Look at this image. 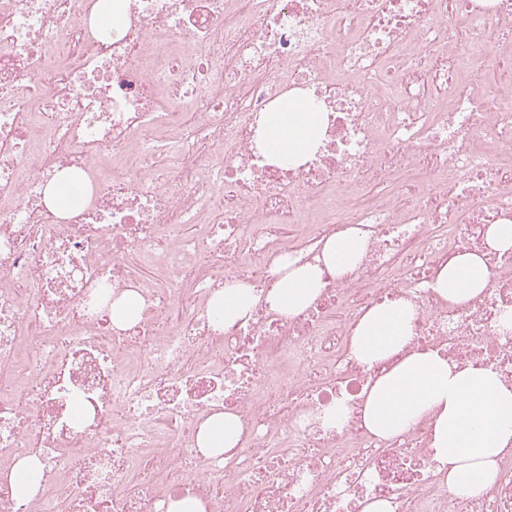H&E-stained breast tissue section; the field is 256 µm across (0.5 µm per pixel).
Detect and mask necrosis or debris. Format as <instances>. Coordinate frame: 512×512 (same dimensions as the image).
<instances>
[{
	"instance_id": "1",
	"label": "necrosis or debris",
	"mask_w": 512,
	"mask_h": 512,
	"mask_svg": "<svg viewBox=\"0 0 512 512\" xmlns=\"http://www.w3.org/2000/svg\"><path fill=\"white\" fill-rule=\"evenodd\" d=\"M0 0V512H512V449L473 493L448 489L434 418L380 438L351 339L372 307L408 302L402 356L432 351L512 389V0ZM288 93L322 114L296 165L257 147L258 119ZM86 179L65 214L45 187ZM194 225L196 234L182 231ZM367 232L343 275L305 310L267 297L275 262H316L325 240ZM137 252L156 273L137 277ZM484 253L476 300L433 289L455 256ZM247 284L252 314L216 327L208 302ZM137 320L112 323L122 291ZM177 303L183 315L169 321ZM343 404L324 430L308 418ZM237 417L215 457L202 420ZM39 461V489L12 474ZM487 242L496 250H512V223L490 225L487 230ZM37 468V463L28 459L20 461L17 465L14 480L17 494L20 497L29 498L36 494L38 484L29 479V473Z\"/></svg>"
}]
</instances>
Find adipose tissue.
Here are the masks:
<instances>
[{
  "instance_id": "ef3b65f1",
  "label": "adipose tissue",
  "mask_w": 512,
  "mask_h": 512,
  "mask_svg": "<svg viewBox=\"0 0 512 512\" xmlns=\"http://www.w3.org/2000/svg\"><path fill=\"white\" fill-rule=\"evenodd\" d=\"M260 150L271 160H303L317 145L321 115L300 95L285 97L260 119ZM365 234L350 229L322 247L321 264H297L283 259L280 278L268 300L280 314L290 316L305 309L318 295L324 271L344 274L359 261ZM490 271L482 255L467 252L443 267L434 291L454 304L481 296ZM254 295L247 285L225 281L210 299L212 308L227 321L248 317ZM415 311L404 301L384 303L361 318L351 353L371 364L401 352L412 334ZM435 417L434 457L449 464L448 486L470 493L492 483L497 459L512 443V390L488 371L459 370L434 352L415 353L394 362L368 390L363 407L367 428L389 438L408 430L424 415ZM238 422L233 415L216 414L200 426L198 443L205 456H215L236 445Z\"/></svg>"
}]
</instances>
